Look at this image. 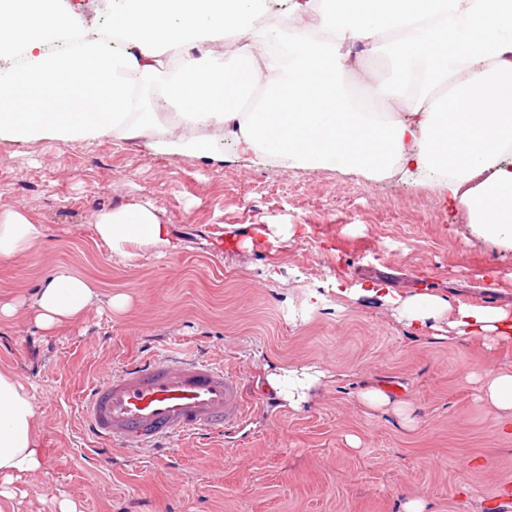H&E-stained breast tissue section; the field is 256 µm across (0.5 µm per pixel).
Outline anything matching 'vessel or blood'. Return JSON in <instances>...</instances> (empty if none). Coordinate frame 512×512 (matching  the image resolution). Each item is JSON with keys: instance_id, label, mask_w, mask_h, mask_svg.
Returning a JSON list of instances; mask_svg holds the SVG:
<instances>
[{"instance_id": "b4317fda", "label": "vessel or blood", "mask_w": 512, "mask_h": 512, "mask_svg": "<svg viewBox=\"0 0 512 512\" xmlns=\"http://www.w3.org/2000/svg\"><path fill=\"white\" fill-rule=\"evenodd\" d=\"M80 411L86 434L129 448L220 431L248 419L238 376L189 355H152L92 382Z\"/></svg>"}]
</instances>
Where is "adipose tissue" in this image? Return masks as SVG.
Returning <instances> with one entry per match:
<instances>
[{"instance_id":"obj_1","label":"adipose tissue","mask_w":512,"mask_h":512,"mask_svg":"<svg viewBox=\"0 0 512 512\" xmlns=\"http://www.w3.org/2000/svg\"><path fill=\"white\" fill-rule=\"evenodd\" d=\"M111 37L82 38L57 49L78 17L58 0L0 2V56L24 50L23 68H0V139L27 143L92 142L113 135L145 139L149 149L219 158L231 141L254 163L353 172L380 180L402 172L433 180L448 204L463 209L473 233L512 249V0H289L290 19L271 14L269 0H118ZM310 15L313 29L294 25ZM235 37L231 58L209 53L163 64L165 43L194 47ZM370 45L389 62L394 87L371 97L399 109L382 120L356 110L344 65L354 44ZM154 76L164 112H136L134 73ZM485 111H473L475 102ZM96 238L133 258L134 247L175 251L179 241L149 203L97 214ZM42 225L21 209L0 211V260L32 252ZM341 296L378 298L399 321L492 342H512V313L466 304L439 292L403 296L356 285ZM98 299L94 286L55 272L34 302L45 328L84 315ZM326 373L314 367L267 375L281 401L299 410ZM39 416L25 387L0 369V477L37 473L43 463Z\"/></svg>"}]
</instances>
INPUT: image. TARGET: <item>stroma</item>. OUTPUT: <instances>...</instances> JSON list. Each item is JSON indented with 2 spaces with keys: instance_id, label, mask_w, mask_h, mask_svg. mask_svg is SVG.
Here are the masks:
<instances>
[{
  "instance_id": "1",
  "label": "stroma",
  "mask_w": 512,
  "mask_h": 512,
  "mask_svg": "<svg viewBox=\"0 0 512 512\" xmlns=\"http://www.w3.org/2000/svg\"><path fill=\"white\" fill-rule=\"evenodd\" d=\"M223 162L160 154L117 137L58 144L0 140V211L43 226L30 254L0 261V300L31 303L64 268L97 287L80 320L45 329L0 323V369L33 397L45 456L13 480L14 512H503L512 490V429L480 397L489 369L512 371V347L419 337L377 298L339 291L372 283L402 295L439 290L512 309V250L473 236L431 182L258 165L233 143ZM151 203L178 252L134 260L97 241L94 217ZM257 224H297L273 248L242 249ZM115 295L123 308L110 307ZM186 347L237 372L253 404L241 427L158 448L87 437L80 397L153 351ZM279 366L326 370L314 403L282 407L265 377ZM384 383L416 423L369 410Z\"/></svg>"
}]
</instances>
